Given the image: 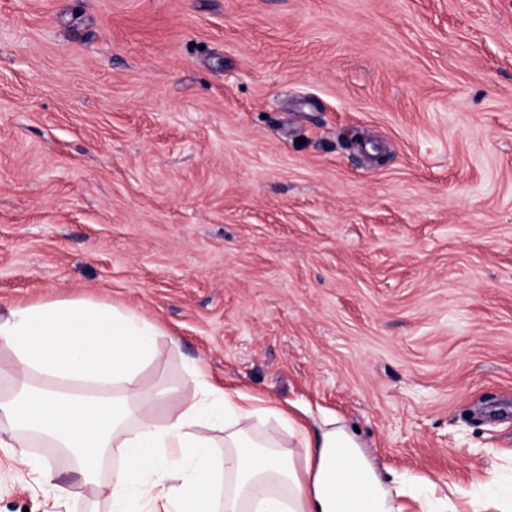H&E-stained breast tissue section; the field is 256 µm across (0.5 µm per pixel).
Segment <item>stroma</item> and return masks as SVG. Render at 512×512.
Returning a JSON list of instances; mask_svg holds the SVG:
<instances>
[{
  "instance_id": "1",
  "label": "stroma",
  "mask_w": 512,
  "mask_h": 512,
  "mask_svg": "<svg viewBox=\"0 0 512 512\" xmlns=\"http://www.w3.org/2000/svg\"><path fill=\"white\" fill-rule=\"evenodd\" d=\"M161 327L202 368L408 472L512 479V0H0V311ZM112 512L28 442L0 512ZM17 462L20 466L28 469L29 475L34 476L33 479L38 485L49 486L52 489L54 500L52 507H55L59 502L65 499L68 489L65 486L53 483V471L48 465L43 464L39 460L23 456L20 457Z\"/></svg>"
}]
</instances>
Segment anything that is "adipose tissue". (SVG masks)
Instances as JSON below:
<instances>
[{
	"label": "adipose tissue",
	"mask_w": 512,
	"mask_h": 512,
	"mask_svg": "<svg viewBox=\"0 0 512 512\" xmlns=\"http://www.w3.org/2000/svg\"><path fill=\"white\" fill-rule=\"evenodd\" d=\"M163 331L137 311L59 301L0 315V347L14 360L13 397L0 398V450L35 437L77 458L83 480L120 450L126 466L100 485L113 512H401L353 433L326 420L295 428L244 393L213 395L195 371L181 386L146 390L141 373ZM155 407L147 414L145 406ZM217 406L224 456L214 458L203 413ZM276 422L297 442L261 436Z\"/></svg>",
	"instance_id": "obj_1"
}]
</instances>
